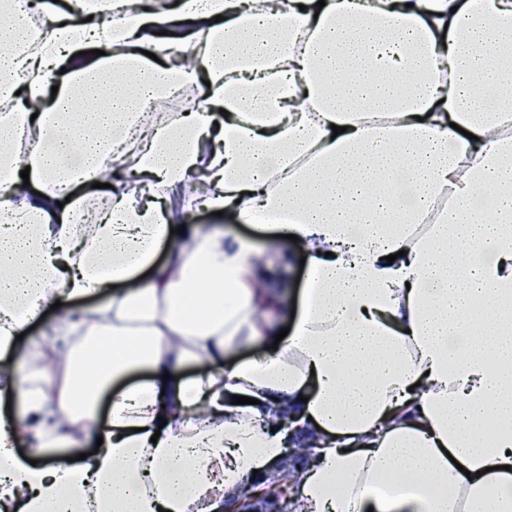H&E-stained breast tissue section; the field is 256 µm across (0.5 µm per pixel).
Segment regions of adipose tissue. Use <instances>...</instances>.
<instances>
[{"label":"adipose tissue","mask_w":512,"mask_h":512,"mask_svg":"<svg viewBox=\"0 0 512 512\" xmlns=\"http://www.w3.org/2000/svg\"><path fill=\"white\" fill-rule=\"evenodd\" d=\"M316 2L0 0V512H223L275 409L296 512H512V0ZM199 208L297 236L277 349Z\"/></svg>","instance_id":"ef3b65f1"}]
</instances>
